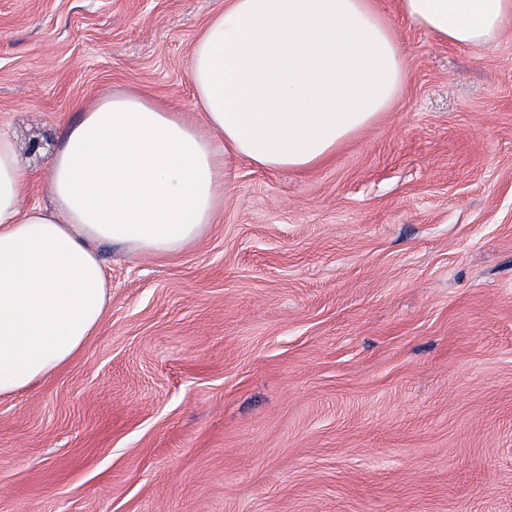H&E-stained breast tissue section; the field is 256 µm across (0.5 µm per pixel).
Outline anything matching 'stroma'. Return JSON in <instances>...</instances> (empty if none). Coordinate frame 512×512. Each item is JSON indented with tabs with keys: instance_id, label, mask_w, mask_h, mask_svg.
<instances>
[{
	"instance_id": "obj_1",
	"label": "stroma",
	"mask_w": 512,
	"mask_h": 512,
	"mask_svg": "<svg viewBox=\"0 0 512 512\" xmlns=\"http://www.w3.org/2000/svg\"><path fill=\"white\" fill-rule=\"evenodd\" d=\"M225 0H0V129L45 174L82 107L201 122ZM405 52L389 112L307 172L229 169L195 244L108 243L103 321L0 398V512H512V21Z\"/></svg>"
}]
</instances>
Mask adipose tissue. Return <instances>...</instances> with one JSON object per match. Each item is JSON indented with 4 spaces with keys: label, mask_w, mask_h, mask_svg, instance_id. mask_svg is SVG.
<instances>
[{
    "label": "adipose tissue",
    "mask_w": 512,
    "mask_h": 512,
    "mask_svg": "<svg viewBox=\"0 0 512 512\" xmlns=\"http://www.w3.org/2000/svg\"><path fill=\"white\" fill-rule=\"evenodd\" d=\"M415 26L492 46L512 0H399ZM405 54L375 0H226L188 68L206 131L139 94L86 106L47 176L53 209L0 131V397L71 363L100 326L109 284L95 242L156 257L197 241L224 165L306 171L397 100Z\"/></svg>",
    "instance_id": "adipose-tissue-1"
}]
</instances>
